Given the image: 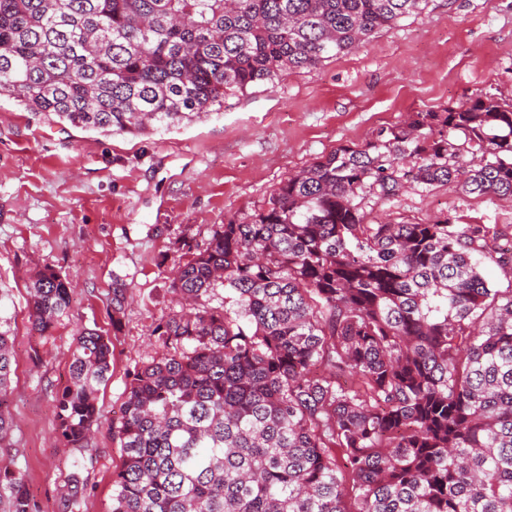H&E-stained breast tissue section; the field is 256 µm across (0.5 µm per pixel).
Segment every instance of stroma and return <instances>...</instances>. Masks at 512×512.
Masks as SVG:
<instances>
[{
    "mask_svg": "<svg viewBox=\"0 0 512 512\" xmlns=\"http://www.w3.org/2000/svg\"><path fill=\"white\" fill-rule=\"evenodd\" d=\"M480 89L512 100V0H431L346 55L229 98L222 113L146 135L75 128L0 94V318L15 355L0 471L24 474L36 512H61L71 464L80 462L81 512H108L121 460L112 423L128 372L166 352L151 331L174 306L179 240L204 243L213 225L249 220L316 157L363 144L411 113L465 105ZM367 211L375 221L447 216L512 233V199L450 186L375 198ZM44 266L68 278L71 304L41 337L28 320L27 284ZM117 282L126 302L116 333ZM85 329L112 332V375L97 394L100 426L78 451L58 439L54 396Z\"/></svg>",
    "mask_w": 512,
    "mask_h": 512,
    "instance_id": "1",
    "label": "stroma"
}]
</instances>
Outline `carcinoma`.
Returning a JSON list of instances; mask_svg holds the SVG:
<instances>
[{
	"label": "carcinoma",
	"mask_w": 512,
	"mask_h": 512,
	"mask_svg": "<svg viewBox=\"0 0 512 512\" xmlns=\"http://www.w3.org/2000/svg\"><path fill=\"white\" fill-rule=\"evenodd\" d=\"M430 0H0V94L74 127L139 135L347 54ZM453 185L512 198V101L418 111L288 175L249 222L184 240L128 373L110 512H512V236L490 224L370 222L371 197ZM113 283L112 325L124 313ZM224 293H219V290ZM48 336L70 310L52 267L29 281ZM13 340L0 321V446ZM111 337L74 338L55 396L64 446H88ZM3 512H33L0 473ZM70 473L64 512H81Z\"/></svg>",
	"instance_id": "1"
}]
</instances>
